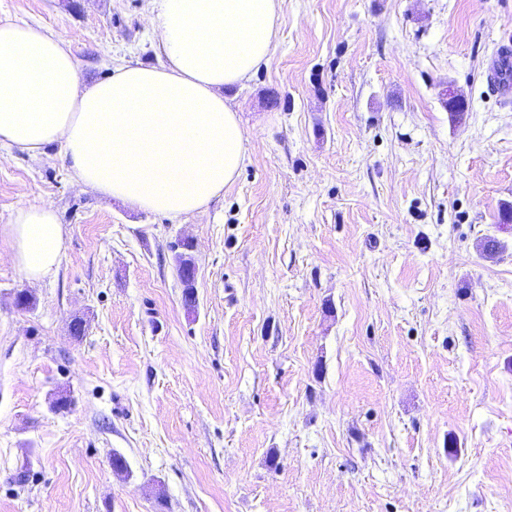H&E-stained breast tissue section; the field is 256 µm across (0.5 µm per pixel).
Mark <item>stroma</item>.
<instances>
[{
    "instance_id": "obj_1",
    "label": "stroma",
    "mask_w": 512,
    "mask_h": 512,
    "mask_svg": "<svg viewBox=\"0 0 512 512\" xmlns=\"http://www.w3.org/2000/svg\"><path fill=\"white\" fill-rule=\"evenodd\" d=\"M152 8L0 20L62 33L93 83L160 64ZM508 33L512 0H280L268 66L224 90L246 162L174 221L0 148V512H512ZM39 201L65 238L33 282L5 228ZM511 45H501L500 54L498 56V60L506 59V64L503 66L502 71H498L496 63L493 64L490 73L487 77V82L489 85L494 87L499 93L501 92L502 86L499 82L504 81L505 83H510V62L512 67V55L510 57V52H512Z\"/></svg>"
}]
</instances>
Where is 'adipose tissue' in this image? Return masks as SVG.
<instances>
[{
  "label": "adipose tissue",
  "mask_w": 512,
  "mask_h": 512,
  "mask_svg": "<svg viewBox=\"0 0 512 512\" xmlns=\"http://www.w3.org/2000/svg\"><path fill=\"white\" fill-rule=\"evenodd\" d=\"M163 64H126L82 82L70 44L39 24L0 22V147L59 146L72 179L171 219L201 213L247 152L227 87L266 66L280 0H153ZM28 279L53 276L64 228L52 204L18 208L6 228Z\"/></svg>",
  "instance_id": "ef3b65f1"
}]
</instances>
